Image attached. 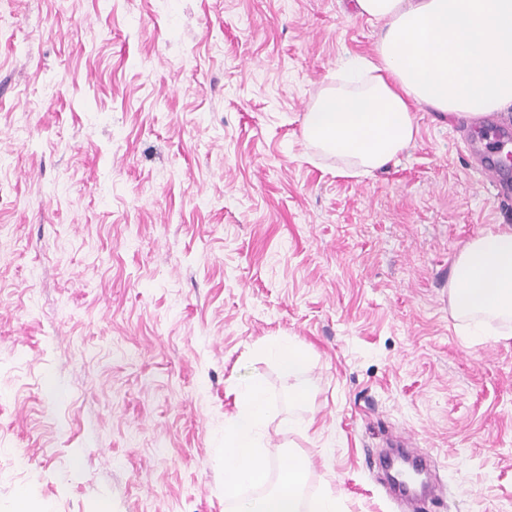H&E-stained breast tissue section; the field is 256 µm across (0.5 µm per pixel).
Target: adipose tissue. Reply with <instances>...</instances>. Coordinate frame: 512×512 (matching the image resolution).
I'll list each match as a JSON object with an SVG mask.
<instances>
[{
	"instance_id": "obj_1",
	"label": "adipose tissue",
	"mask_w": 512,
	"mask_h": 512,
	"mask_svg": "<svg viewBox=\"0 0 512 512\" xmlns=\"http://www.w3.org/2000/svg\"><path fill=\"white\" fill-rule=\"evenodd\" d=\"M357 13L385 21L376 60H360L325 88L303 116L305 140L358 176L388 166L412 142V105L449 118L512 109V0H355ZM454 319L480 336L492 320L512 321V230L486 231L457 255L448 282ZM268 409L264 385L237 395V417L224 430V489L236 512H304V459L292 455L266 495L242 498L265 481L258 427Z\"/></svg>"
}]
</instances>
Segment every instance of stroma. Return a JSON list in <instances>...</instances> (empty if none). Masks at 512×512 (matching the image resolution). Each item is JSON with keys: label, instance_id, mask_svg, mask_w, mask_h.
I'll use <instances>...</instances> for the list:
<instances>
[{"label": "stroma", "instance_id": "stroma-1", "mask_svg": "<svg viewBox=\"0 0 512 512\" xmlns=\"http://www.w3.org/2000/svg\"><path fill=\"white\" fill-rule=\"evenodd\" d=\"M0 512H228L224 427L267 390L270 491L343 512H512V339L464 335L463 244L512 229L482 126L414 107L342 175L302 119L381 26L352 0H0ZM289 339L288 370L263 352ZM310 422L301 430V422ZM410 440L438 491L391 496ZM482 179L490 184L496 191L498 199H506L510 195V182L508 174L505 173L498 164L487 162L480 168ZM265 354L284 365L286 368H299L305 363V353L301 347L287 342L271 343L264 349Z\"/></svg>", "mask_w": 512, "mask_h": 512}]
</instances>
